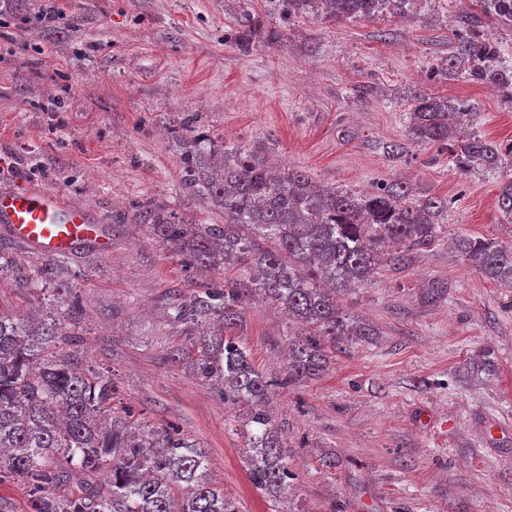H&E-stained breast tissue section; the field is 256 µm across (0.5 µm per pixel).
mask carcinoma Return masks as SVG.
Instances as JSON below:
<instances>
[{
  "mask_svg": "<svg viewBox=\"0 0 512 512\" xmlns=\"http://www.w3.org/2000/svg\"><path fill=\"white\" fill-rule=\"evenodd\" d=\"M410 0H282L288 15L336 20L399 14ZM480 13L456 17L457 34L446 70L492 85L512 99V51L472 30L480 17L512 28V0H473ZM476 113L456 99L427 92L410 104L401 142L379 145L392 159L409 146L448 149L466 174L512 170V143L501 147L462 133ZM197 116L183 117L175 131L186 163L185 185L224 208L222 224H185L152 204L139 205L148 225L187 265L210 270L236 263L248 277L230 286L205 284L175 308V318L198 331L202 349L196 374L220 388L224 400L245 408L249 427L247 466L253 483L272 498L285 493L291 472L281 432L266 408L268 393L316 376L328 363L326 348L351 346L371 330L349 322L336 290L365 282L377 251L390 265L429 245L448 212V199L417 196L397 181L374 191L348 193L318 187L304 171L277 170L243 146H224L217 169L212 141L197 133ZM495 206L512 223V179L498 185ZM270 243L267 249L257 241ZM456 246L465 263L487 279L512 284V249L462 236ZM16 286L57 284V264L31 269L0 265ZM256 293L282 307L306 333L288 342V370L281 380L255 368L247 350L226 335L241 320L239 302ZM77 297L61 302L60 316L76 322ZM58 318L27 323L0 312V483L17 479L29 489V512H240L224 489L208 478L204 449L179 428L135 416L112 414V374L81 366L61 344ZM81 476L77 493L70 484Z\"/></svg>",
  "mask_w": 512,
  "mask_h": 512,
  "instance_id": "1",
  "label": "carcinoma"
}]
</instances>
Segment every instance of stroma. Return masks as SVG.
Wrapping results in <instances>:
<instances>
[{
    "label": "stroma",
    "instance_id": "35a3bbf8",
    "mask_svg": "<svg viewBox=\"0 0 512 512\" xmlns=\"http://www.w3.org/2000/svg\"><path fill=\"white\" fill-rule=\"evenodd\" d=\"M62 17L0 16V190L37 186L82 204L112 239L71 252L60 279L80 297L73 328L85 362L112 370L119 399L204 448L209 477L240 512H512V288L465 265L455 238L512 246L495 207L497 182L461 175L448 152L411 147L385 157L370 141H401L417 93L470 101L485 140L512 142V101L464 78L432 76L454 17L472 0H415L403 15L356 21L288 18L273 0H49ZM274 41L241 51L244 13ZM373 88L370 98L351 94ZM187 114L214 143L305 170L325 188L372 190L404 180L449 200L431 245L405 268L378 263L339 292L351 322L374 329L319 376L277 389L275 425L293 474L269 500L250 480L244 410L199 380L196 334L172 317L195 286L244 278L239 265L201 272L146 225L152 202L189 224L224 211L183 185L174 131ZM0 277V311H45ZM234 328L256 368L285 374L298 329L279 308L241 303Z\"/></svg>",
    "mask_w": 512,
    "mask_h": 512
}]
</instances>
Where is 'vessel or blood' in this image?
Here are the masks:
<instances>
[{"instance_id": "1", "label": "vessel or blood", "mask_w": 512, "mask_h": 512, "mask_svg": "<svg viewBox=\"0 0 512 512\" xmlns=\"http://www.w3.org/2000/svg\"><path fill=\"white\" fill-rule=\"evenodd\" d=\"M0 223L15 240L50 258L87 244L108 246L98 220L84 206L51 190L27 186L0 192Z\"/></svg>"}]
</instances>
